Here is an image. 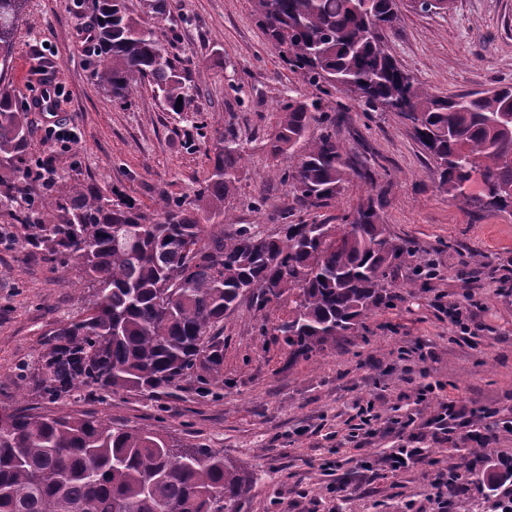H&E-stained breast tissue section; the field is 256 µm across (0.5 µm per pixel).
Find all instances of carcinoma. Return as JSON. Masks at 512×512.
Masks as SVG:
<instances>
[{"label":"carcinoma","instance_id":"obj_1","mask_svg":"<svg viewBox=\"0 0 512 512\" xmlns=\"http://www.w3.org/2000/svg\"><path fill=\"white\" fill-rule=\"evenodd\" d=\"M26 2L0 0V77L11 67ZM88 2L98 88L128 104L146 80L170 109L183 110L190 87L147 23L128 15L124 0ZM253 12L282 62L319 91L282 101L269 139L275 159L302 148L282 178L303 206L337 200L355 172L325 111L335 90L367 112L409 121L446 192L461 195L477 168L486 186L480 205L512 206V84L432 91L383 39L398 19L397 0H253ZM29 149L22 113L0 95V170H20ZM211 152L195 203L166 205L155 218L80 182L28 208L31 245L50 261L74 262L92 289L82 314L48 334L36 365L21 375L40 396L135 391L154 400L187 380L205 391L218 386L224 343L213 330L245 298L270 315L288 304L273 331L295 359L325 351L397 298L394 270L413 249L392 237L377 206L342 224L226 232L246 147L219 133ZM28 194V185L0 179V206ZM253 481L213 448L178 447L94 416L0 406V512H240ZM479 493L490 512H512V490L502 493L490 479Z\"/></svg>","mask_w":512,"mask_h":512}]
</instances>
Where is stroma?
I'll return each instance as SVG.
<instances>
[{
  "instance_id": "stroma-1",
  "label": "stroma",
  "mask_w": 512,
  "mask_h": 512,
  "mask_svg": "<svg viewBox=\"0 0 512 512\" xmlns=\"http://www.w3.org/2000/svg\"><path fill=\"white\" fill-rule=\"evenodd\" d=\"M124 4L152 26L192 85L190 109L171 111L147 83L131 104H113L90 76V11H77L74 0H28L12 68L0 84L24 109L30 150L50 157L58 184L80 181L105 195L120 191L153 216L163 201L193 199L207 174L211 139L230 130L249 148L232 200L235 225L270 234L315 217L336 224L370 200L391 235L415 251L396 268L397 280L429 261L437 275L419 280L414 292L306 361L290 359L281 337L263 330L260 312L244 301L216 329L224 340L223 387L203 394L185 382L152 401L132 391L52 403L23 384L20 366L36 363L45 335L81 314L87 291L73 266L48 261L28 244L18 203L0 209V226L10 232L0 242V405L95 416L221 450L255 476L241 512H401L409 499L418 512H432L431 466L416 464L397 476L365 470V462L406 438L394 432L352 441L354 404L375 399L383 420L391 421L416 399L406 371L423 372L441 385L416 423L434 457L458 463L466 443L432 436L430 419L451 399L467 407L469 443L512 452V433L503 428L512 421V208H481L439 189L408 121L394 112L364 111L340 91L332 96L336 136L374 181L352 178L338 202L316 210L300 206L270 174L287 168L290 157L272 158L266 142L289 91L313 88L282 63L251 0H169L165 16L150 12L147 0ZM398 5L386 44L427 86L455 94L512 83V0H453L445 12L422 11L410 0ZM36 62L42 73L31 72ZM50 82L62 85L64 97L52 111L33 108ZM57 120L78 134L70 149L42 139ZM454 307L466 312L469 334L454 324ZM404 347L421 348L426 360H401ZM340 480L346 491H337Z\"/></svg>"
}]
</instances>
